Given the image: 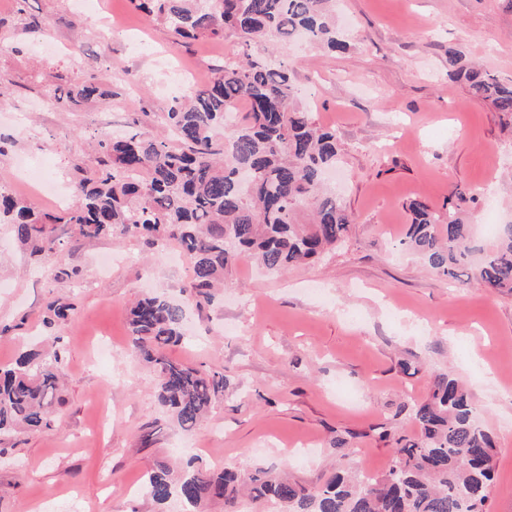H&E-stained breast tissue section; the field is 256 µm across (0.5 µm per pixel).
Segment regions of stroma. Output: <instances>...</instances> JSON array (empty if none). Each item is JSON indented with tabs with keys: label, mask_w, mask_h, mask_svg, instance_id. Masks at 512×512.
Here are the masks:
<instances>
[{
	"label": "stroma",
	"mask_w": 512,
	"mask_h": 512,
	"mask_svg": "<svg viewBox=\"0 0 512 512\" xmlns=\"http://www.w3.org/2000/svg\"><path fill=\"white\" fill-rule=\"evenodd\" d=\"M121 35L101 41L75 0H24L21 13L0 0V102L24 115L0 119L12 153L42 161L45 174L92 170L101 118L166 136L163 115L186 92L174 65L212 75L232 34L181 46L130 0H111ZM333 21L346 47L281 43L277 59L319 126L335 129L338 193L354 224L344 245L281 275L237 260L212 304L185 293L191 266L149 249L137 235L66 241L65 268L94 278L78 289L32 265L30 248L0 223V368L25 350L61 337L63 386L51 425L0 441V512H183L131 492L158 462L209 468L287 467L308 486L365 463L387 470L394 440L416 435L411 400L428 397L433 376L463 381L496 439L486 512H512V293L477 281L448 284L400 245L410 201L443 212L458 205L473 225L512 221V131L502 115L448 77V56L512 79V0H336ZM37 20L68 56L20 52ZM97 74L110 105L57 108L45 88L58 76ZM118 264L99 274L100 254ZM153 293L183 304L185 339L171 358L223 373L227 386L207 418L183 434L162 406L154 375L132 352L131 305ZM67 299L66 321L45 324L46 304ZM362 458H355V449Z\"/></svg>",
	"instance_id": "1"
}]
</instances>
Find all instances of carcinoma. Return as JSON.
<instances>
[{
	"mask_svg": "<svg viewBox=\"0 0 512 512\" xmlns=\"http://www.w3.org/2000/svg\"><path fill=\"white\" fill-rule=\"evenodd\" d=\"M162 21L177 40L236 37L232 60L191 89L164 115L167 136L138 131L96 143V166L72 181L74 206L60 217L36 212L29 201L0 186V220L44 258L57 274L59 243L52 225L69 224L76 238L145 233L162 247L177 242L190 256L193 277L186 289L197 304L209 303L224 272L247 253L269 273L308 264L345 243L352 217L341 197L323 189L324 172L336 164V130L322 128L295 99L292 71L270 58H255L261 39L290 42L300 34L332 51L336 36L330 0H130ZM449 76L465 80L474 96L512 117V80L479 68L458 66ZM89 75L77 83L49 87L64 111L113 93ZM249 105L228 127L225 115ZM403 248L449 282L474 277L491 293L512 292V224H499L484 247L472 225L454 210L445 213L414 200ZM184 307L145 297L130 311L134 350L153 369L160 402L184 432L196 429L224 393V375L202 365L173 360L166 349L183 339ZM62 352H23L0 372V437L50 426L59 400ZM418 429L400 437L388 471L369 480L357 471L336 474L319 487L292 481L263 466L241 472L197 467L190 462L178 479L160 463L145 482L144 495L163 504L173 497L197 506L224 501L238 512L239 488L261 504L273 500L282 512H485L494 477L495 445L476 417L465 385L446 372L434 375L429 396L411 406Z\"/></svg>",
	"mask_w": 512,
	"mask_h": 512,
	"instance_id": "1",
	"label": "carcinoma"
}]
</instances>
